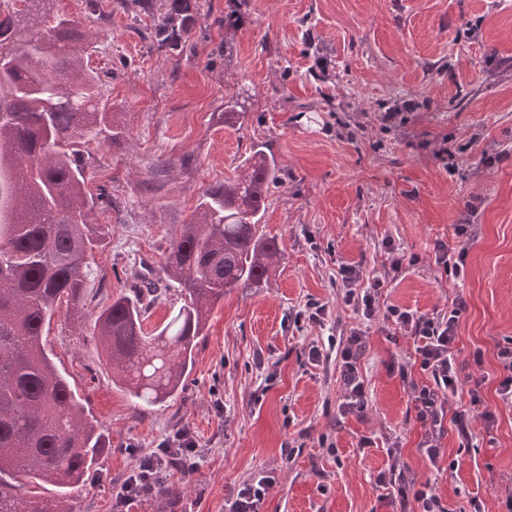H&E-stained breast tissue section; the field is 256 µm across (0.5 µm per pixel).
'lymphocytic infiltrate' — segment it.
Returning <instances> with one entry per match:
<instances>
[{"instance_id": "1", "label": "lymphocytic infiltrate", "mask_w": 512, "mask_h": 512, "mask_svg": "<svg viewBox=\"0 0 512 512\" xmlns=\"http://www.w3.org/2000/svg\"><path fill=\"white\" fill-rule=\"evenodd\" d=\"M473 237L471 225L454 227V240L434 244V263L444 276L460 278L465 273L468 244ZM384 262L381 272L365 275L361 266L339 265L337 277L341 298L362 321L380 322L386 336L402 335L412 339L414 359L398 366V373L409 388L410 399L423 436L419 450L432 466H440L446 456L442 438L448 426H455L459 436L470 439L474 420H491L484 411L480 385L469 390V403L451 407L463 380L456 363L454 349L458 340L459 320L467 308L463 294H456L447 312L421 314L397 305H382L384 288L403 272L416 265L417 255H409L387 240L382 244ZM364 331L354 329L349 335L329 338L327 347L310 345L308 358L317 363L336 359L344 386L343 400L338 406L341 415H363L368 407L365 381L360 373V359L365 348ZM387 454L390 465L375 479L392 512H449L430 482H420L401 467L400 444H392ZM202 450L190 429H182L164 440L151 453L139 456L136 465L112 493L113 512H125L132 503L151 498L160 475L173 471L190 474L198 470ZM277 480L274 472L261 471L245 480L230 502L228 512H262L269 490Z\"/></svg>"}]
</instances>
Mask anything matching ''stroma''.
Wrapping results in <instances>:
<instances>
[{
	"label": "stroma",
	"mask_w": 512,
	"mask_h": 512,
	"mask_svg": "<svg viewBox=\"0 0 512 512\" xmlns=\"http://www.w3.org/2000/svg\"><path fill=\"white\" fill-rule=\"evenodd\" d=\"M204 37L182 53L150 49L142 21L114 11L88 22L84 55L108 73L105 97L122 135L91 143L89 189L106 187L109 225L96 254L80 319L57 313L45 349L109 443L80 499V512H112V483L166 437L189 428L203 450L195 473H173L172 495L129 512H225L252 474L275 470L262 512H388L375 484L386 448L431 480L451 512H502L512 493V404L496 392L497 342L512 336V0H248L225 28L230 0H211ZM469 91L456 109L460 91ZM249 111L242 129L224 124L227 102ZM409 106L412 121L384 130L381 115ZM466 145L453 168L432 155L441 140ZM260 144L282 181L266 199L261 228L277 237L264 287L237 288L210 313L184 391L163 405L137 403L112 381L89 327L120 295L155 283L162 294L143 324L155 333L180 298L162 272L165 250L209 186L247 176ZM166 167L155 168L156 159ZM470 224L466 273L441 279L435 241ZM392 238L420 262L383 292L386 304L422 313L467 309L455 354L463 376L483 379L492 422L476 420L468 449L456 429L442 440L454 470H436L417 450L421 429L408 390L388 362L414 358L412 340L371 330L360 360L364 416H343L335 361L308 359L311 342L359 326L339 298V264L381 268ZM328 303L326 326L296 327L307 299ZM482 349L484 363L471 354ZM375 445L359 450L362 436ZM329 447H322L320 437Z\"/></svg>",
	"instance_id": "stroma-1"
}]
</instances>
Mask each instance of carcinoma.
I'll return each instance as SVG.
<instances>
[{
  "label": "carcinoma",
  "instance_id": "carcinoma-1",
  "mask_svg": "<svg viewBox=\"0 0 512 512\" xmlns=\"http://www.w3.org/2000/svg\"><path fill=\"white\" fill-rule=\"evenodd\" d=\"M54 2L0 6V512H76L84 476L105 448L43 336L59 309L78 313L88 283L100 274L95 254L109 227L90 216L105 192L88 189L80 157L101 134L116 140L121 132L102 104L100 73L83 64L81 19L53 13ZM206 5L114 2L135 18L150 16L143 39L171 53L195 38ZM84 14L112 19L100 0H85ZM42 32L52 35L53 50L34 40ZM247 115L238 102L224 107L230 127L243 126ZM245 162L249 175L205 189L195 218L169 243L163 272L179 291L176 315L146 335L143 321L156 300L149 289L119 296L95 316L92 335L115 383L148 406L182 391L211 309L235 288L261 287L280 253L259 224L281 170L259 144ZM24 477L54 485L59 497L21 496Z\"/></svg>",
  "mask_w": 512,
  "mask_h": 512
}]
</instances>
